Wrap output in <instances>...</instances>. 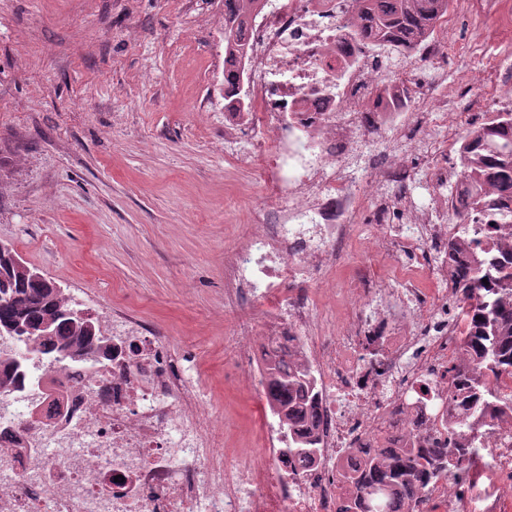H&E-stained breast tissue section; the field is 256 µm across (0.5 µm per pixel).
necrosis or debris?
Listing matches in <instances>:
<instances>
[{
  "mask_svg": "<svg viewBox=\"0 0 512 512\" xmlns=\"http://www.w3.org/2000/svg\"><path fill=\"white\" fill-rule=\"evenodd\" d=\"M476 21L498 14L494 39L512 50V0H460ZM356 0H264L247 24L248 55L241 82L251 98L246 112L224 115V142L249 134L246 163L265 187L244 246L225 265V298L262 302L260 326L242 321L236 349L262 364L264 336L298 347L319 379L320 463L305 466L283 455L279 421H265L261 461L234 464L212 445L217 428L188 400L184 382L169 369L159 336L112 329V363L104 368L39 363L32 373L48 392L0 398V512H337L343 489L337 467L351 468L366 452L428 447L446 423L448 362L461 326L448 313L446 244L457 232L448 199L387 219L389 202L368 188V174L411 197L415 172L386 157L385 134L407 122L427 126L433 97L448 121L459 101L442 61L447 42L420 41L421 85L382 82L370 41L353 46ZM403 100L402 112H376L365 99ZM371 210L378 244L407 257L388 288H353L355 309L344 331L317 336L321 315L311 283L344 257L342 243L355 219ZM425 269L434 283L426 294ZM374 307L376 318L360 317ZM44 420L32 422L34 411ZM508 480L495 483L483 512H512V422L486 438ZM417 512H472L451 480L429 484Z\"/></svg>",
  "mask_w": 512,
  "mask_h": 512,
  "instance_id": "necrosis-or-debris-1",
  "label": "necrosis or debris"
}]
</instances>
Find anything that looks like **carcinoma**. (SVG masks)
<instances>
[{
    "mask_svg": "<svg viewBox=\"0 0 512 512\" xmlns=\"http://www.w3.org/2000/svg\"><path fill=\"white\" fill-rule=\"evenodd\" d=\"M260 0H224V54L245 52L243 26L248 13ZM448 10V0H365L361 28L353 33L359 43L370 38L384 50L412 49ZM249 108L248 91L224 100V111ZM459 175L465 181L463 197L453 212L465 225L462 235L448 243L456 259L450 270L455 293L452 303L464 315L467 329L456 355L448 364V430L429 448H380L366 458L355 473L336 471V480L350 488L338 512H415L432 478L446 477L466 484L478 448L472 435L512 415V398L499 394V381L512 378V242L504 240L500 257L472 249L465 235L483 231V187L498 189L497 216L512 225V110L489 112L485 122L470 132L459 154ZM27 268L3 266L0 280V325L24 315L36 328L46 316L53 318L50 333L27 338L5 336L16 345L17 354L0 360V392H15L29 379L32 363L40 359L71 361L63 351L72 345L94 350L105 330L94 322L89 331L73 324L66 315L68 302L49 299L51 280L34 281ZM487 282H482V279ZM264 394L274 408L288 447L284 454L306 464L315 462L312 451L320 450L317 435L303 428L313 422L318 406V383L311 380L308 364L278 346L266 352Z\"/></svg>",
    "mask_w": 512,
    "mask_h": 512,
    "instance_id": "cac0c4a2",
    "label": "carcinoma"
}]
</instances>
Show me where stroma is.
<instances>
[{
	"label": "stroma",
	"instance_id": "35a3bbf8",
	"mask_svg": "<svg viewBox=\"0 0 512 512\" xmlns=\"http://www.w3.org/2000/svg\"><path fill=\"white\" fill-rule=\"evenodd\" d=\"M448 78L512 104V54L491 20L449 11ZM224 0H0V241L95 317L168 346L229 459L254 458L264 396L234 350L244 312L224 304V258L259 200L246 142L224 151ZM362 224L319 300L338 335L339 289L385 286L394 255Z\"/></svg>",
	"mask_w": 512,
	"mask_h": 512
}]
</instances>
